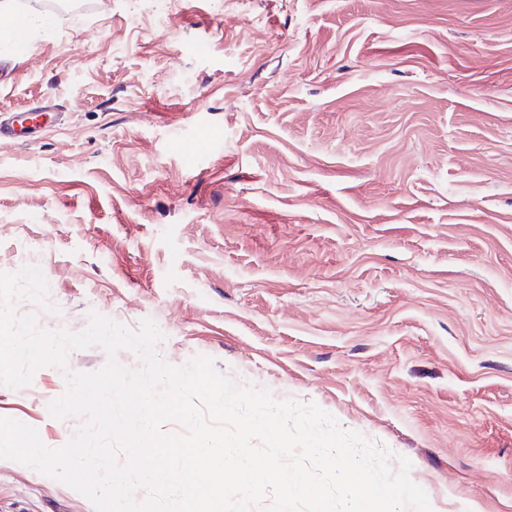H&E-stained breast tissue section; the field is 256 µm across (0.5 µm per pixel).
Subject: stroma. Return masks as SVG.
I'll return each mask as SVG.
<instances>
[{
    "instance_id": "obj_1",
    "label": "stroma",
    "mask_w": 512,
    "mask_h": 512,
    "mask_svg": "<svg viewBox=\"0 0 512 512\" xmlns=\"http://www.w3.org/2000/svg\"><path fill=\"white\" fill-rule=\"evenodd\" d=\"M86 2L0 19V112L59 113L0 144V273L59 308L17 313L152 320L170 365L408 458L433 512H512V0ZM107 360L0 384V417L64 446L84 420L48 406ZM0 512L95 507L0 458Z\"/></svg>"
}]
</instances>
